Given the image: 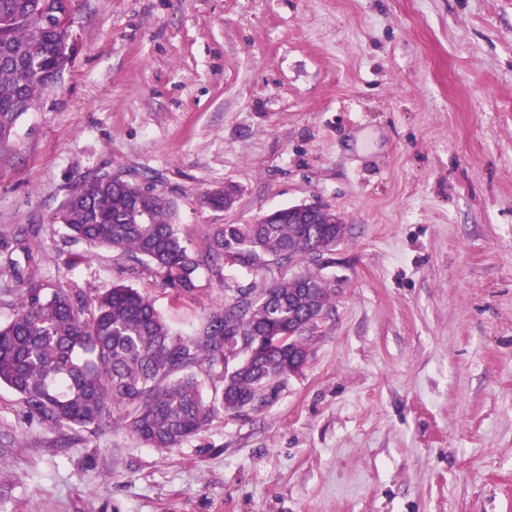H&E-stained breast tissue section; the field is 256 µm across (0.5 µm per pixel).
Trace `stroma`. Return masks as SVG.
<instances>
[{
	"instance_id": "35a3bbf8",
	"label": "stroma",
	"mask_w": 512,
	"mask_h": 512,
	"mask_svg": "<svg viewBox=\"0 0 512 512\" xmlns=\"http://www.w3.org/2000/svg\"><path fill=\"white\" fill-rule=\"evenodd\" d=\"M69 31L0 150V239L32 234L38 279L132 286L183 335L223 300L68 238L97 172L163 190L196 249L301 203L349 232L302 372L176 448L53 447L0 386V512H512V0H71Z\"/></svg>"
}]
</instances>
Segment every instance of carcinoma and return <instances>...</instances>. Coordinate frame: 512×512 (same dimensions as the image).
<instances>
[{
    "mask_svg": "<svg viewBox=\"0 0 512 512\" xmlns=\"http://www.w3.org/2000/svg\"><path fill=\"white\" fill-rule=\"evenodd\" d=\"M42 2L0 0V147L72 63L70 39L46 25ZM176 214L164 193L105 174L72 190L56 220L71 238L154 272L176 299L200 291L199 271L220 277L224 301L189 336L174 333L153 299L128 285L92 296L70 283L46 288L35 275L39 257L21 235L0 265L24 298L0 324V385L43 427L69 430L72 444L114 410L140 441L163 449L220 413L264 407L308 353L312 298L332 307V289L309 266L317 265L312 253L335 239L336 225L219 224L194 249L179 235ZM290 261L314 293L295 287ZM203 373L222 382L209 398Z\"/></svg>",
    "mask_w": 512,
    "mask_h": 512,
    "instance_id": "1",
    "label": "carcinoma"
}]
</instances>
